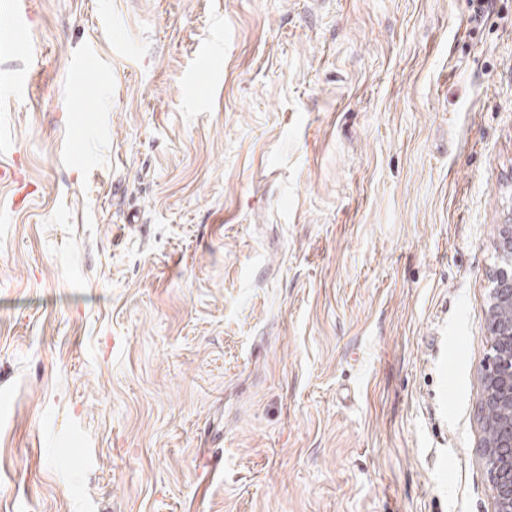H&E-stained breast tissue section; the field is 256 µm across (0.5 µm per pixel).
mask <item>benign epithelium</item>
Returning a JSON list of instances; mask_svg holds the SVG:
<instances>
[{
    "label": "benign epithelium",
    "instance_id": "1",
    "mask_svg": "<svg viewBox=\"0 0 512 512\" xmlns=\"http://www.w3.org/2000/svg\"><path fill=\"white\" fill-rule=\"evenodd\" d=\"M501 263L490 275V348L482 375L480 447L492 488V512H512V224L501 225Z\"/></svg>",
    "mask_w": 512,
    "mask_h": 512
}]
</instances>
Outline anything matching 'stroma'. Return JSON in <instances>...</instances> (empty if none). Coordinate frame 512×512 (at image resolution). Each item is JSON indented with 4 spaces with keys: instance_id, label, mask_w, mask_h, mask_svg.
Listing matches in <instances>:
<instances>
[{
    "instance_id": "obj_1",
    "label": "stroma",
    "mask_w": 512,
    "mask_h": 512,
    "mask_svg": "<svg viewBox=\"0 0 512 512\" xmlns=\"http://www.w3.org/2000/svg\"><path fill=\"white\" fill-rule=\"evenodd\" d=\"M28 6L0 512H491L512 0Z\"/></svg>"
}]
</instances>
